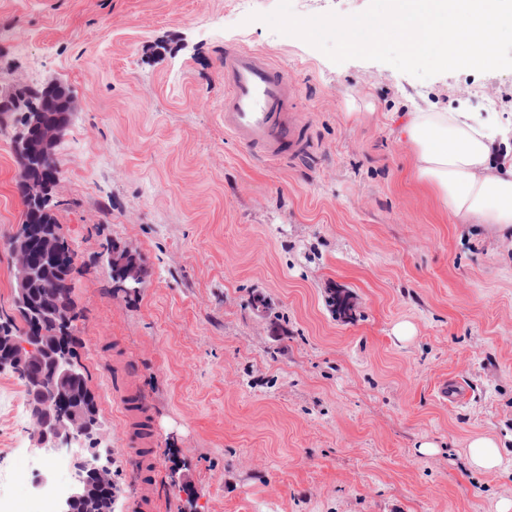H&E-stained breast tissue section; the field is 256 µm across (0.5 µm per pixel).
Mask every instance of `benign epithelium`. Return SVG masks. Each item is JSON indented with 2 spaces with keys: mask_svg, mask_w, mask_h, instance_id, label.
Listing matches in <instances>:
<instances>
[{
  "mask_svg": "<svg viewBox=\"0 0 512 512\" xmlns=\"http://www.w3.org/2000/svg\"><path fill=\"white\" fill-rule=\"evenodd\" d=\"M73 111L71 94L60 96L49 84L42 108L27 113L25 128L14 137L13 150L22 160L15 189L41 223L47 222L44 201L53 195L58 177L38 168L60 141ZM66 253L62 238L49 226L36 229L27 224L11 239L13 299L29 318L30 342H23L12 331L0 327V368L24 366L27 408L36 447L47 454L74 446L82 448L71 458L72 484L56 502L55 512H112V445L101 446V425L75 390L76 373L67 358L61 332L45 335L46 323L57 315L58 295L52 294L48 302L34 296V285ZM107 262L114 269L118 287L134 291L143 284L137 264H129L112 252Z\"/></svg>",
  "mask_w": 512,
  "mask_h": 512,
  "instance_id": "1",
  "label": "benign epithelium"
}]
</instances>
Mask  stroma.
<instances>
[{"label": "stroma", "mask_w": 512, "mask_h": 512, "mask_svg": "<svg viewBox=\"0 0 512 512\" xmlns=\"http://www.w3.org/2000/svg\"><path fill=\"white\" fill-rule=\"evenodd\" d=\"M235 3L0 0V86L55 80L77 100L53 213L74 253L75 361L112 439L115 512H133L140 445L126 395L151 436L155 512H495L512 499V237L419 187L401 129L412 112L507 121L512 69L421 80L336 64L262 22L278 0H254L253 21ZM231 46L298 85L309 158L272 165L225 135ZM12 135L0 238L23 211ZM112 248L141 259V288H115ZM442 380L464 386L462 403L439 399ZM10 426L0 409V512L34 488L30 430ZM480 435L503 458L487 473L467 455Z\"/></svg>", "instance_id": "stroma-1"}]
</instances>
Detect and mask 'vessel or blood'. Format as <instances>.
I'll list each match as a JSON object with an SVG mask.
<instances>
[{"instance_id": "1", "label": "vessel or blood", "mask_w": 512, "mask_h": 512, "mask_svg": "<svg viewBox=\"0 0 512 512\" xmlns=\"http://www.w3.org/2000/svg\"><path fill=\"white\" fill-rule=\"evenodd\" d=\"M224 131L270 163L306 156L309 132L294 113L295 84L263 53L224 50Z\"/></svg>"}]
</instances>
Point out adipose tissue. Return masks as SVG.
I'll return each mask as SVG.
<instances>
[{
    "label": "adipose tissue",
    "mask_w": 512,
    "mask_h": 512,
    "mask_svg": "<svg viewBox=\"0 0 512 512\" xmlns=\"http://www.w3.org/2000/svg\"><path fill=\"white\" fill-rule=\"evenodd\" d=\"M404 133L417 183L453 216L512 234V133L468 112H415Z\"/></svg>",
    "instance_id": "adipose-tissue-1"
}]
</instances>
